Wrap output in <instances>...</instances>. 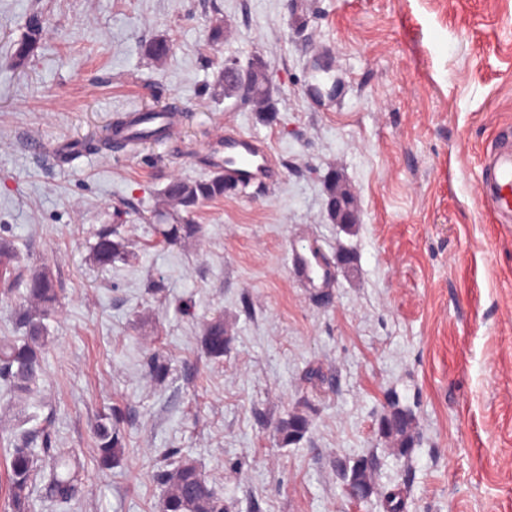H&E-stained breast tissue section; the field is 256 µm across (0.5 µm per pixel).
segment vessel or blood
<instances>
[{
	"label": "vessel or blood",
	"mask_w": 512,
	"mask_h": 512,
	"mask_svg": "<svg viewBox=\"0 0 512 512\" xmlns=\"http://www.w3.org/2000/svg\"><path fill=\"white\" fill-rule=\"evenodd\" d=\"M179 130V123L165 111L149 121L131 116L125 134L160 144L176 139ZM203 158L210 170L224 172L246 186H271L280 176L268 143L237 129L215 134L204 148ZM479 194L499 218L512 221V132L503 133L492 152Z\"/></svg>",
	"instance_id": "1"
}]
</instances>
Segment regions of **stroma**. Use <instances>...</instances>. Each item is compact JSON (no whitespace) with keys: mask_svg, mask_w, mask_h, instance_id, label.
Returning <instances> with one entry per match:
<instances>
[{"mask_svg":"<svg viewBox=\"0 0 512 512\" xmlns=\"http://www.w3.org/2000/svg\"><path fill=\"white\" fill-rule=\"evenodd\" d=\"M34 11L47 31L16 70ZM154 38L171 46L160 64L142 50ZM256 55L272 123L215 85L226 60ZM319 55L340 83L321 105L307 93ZM172 98L189 113L176 140L112 152L118 115ZM509 127L512 0H0V227L62 290L28 411L78 458L76 512H160L168 450L230 512H387L392 498L403 512H512V223L479 196ZM222 129L263 137L279 181L202 204L199 238L161 243L160 191L209 176L194 156ZM330 170L356 200L348 232L325 208ZM104 224L132 263L90 262ZM313 242L354 256L327 304L291 269ZM217 314L231 334L220 361L200 343ZM155 352L161 384L146 375ZM394 401L415 416L405 456L377 430ZM113 405L127 447L104 473L93 424ZM296 409L312 427L285 447L277 426ZM358 454L377 463L365 502L337 468Z\"/></svg>","mask_w":512,"mask_h":512,"instance_id":"obj_1","label":"stroma"}]
</instances>
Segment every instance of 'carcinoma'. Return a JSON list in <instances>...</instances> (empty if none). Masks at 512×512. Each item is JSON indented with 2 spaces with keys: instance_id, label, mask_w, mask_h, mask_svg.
Wrapping results in <instances>:
<instances>
[{
  "instance_id": "1",
  "label": "carcinoma",
  "mask_w": 512,
  "mask_h": 512,
  "mask_svg": "<svg viewBox=\"0 0 512 512\" xmlns=\"http://www.w3.org/2000/svg\"><path fill=\"white\" fill-rule=\"evenodd\" d=\"M45 32V20L37 12L29 15L26 31L14 43L9 64L18 69L26 65L39 47ZM170 44L156 38L144 45L145 55L156 61L167 59ZM216 83L226 98H236L243 88H248L252 104L264 121L276 119V107L268 87L267 63L260 56H253L233 81L224 80V71H219ZM326 202H339L342 209L353 211L355 198L341 178L329 173ZM238 191L236 185L214 172L204 179L185 180L172 177L159 193L154 217L162 221L159 233L169 245L182 240L196 238L201 226L194 223L192 214L203 203L224 198ZM91 259L100 267H108L116 261H126L133 256L128 250V240L117 226H102L91 246ZM18 259L17 249L11 238L0 235V266L4 267ZM14 282L25 286L26 306L18 309L15 325L17 336L0 339V388L15 402H22L32 395L41 378L46 363V324L59 309V288L52 271L47 267L33 272L20 269ZM201 344L205 353L215 359L224 357L229 344L224 317L216 316L203 328ZM169 372L168 363L159 354H153L147 363V375L154 382L165 380ZM125 420L123 412L113 407L98 416L96 424L97 454L104 468L120 463L125 450V436L120 424ZM29 419L19 422L17 431L5 439L4 448L10 459V492L13 512H25L31 508V496L37 485L43 486L44 499L55 512H73L78 487L71 473L70 457L52 448L48 436L39 435L36 429H25ZM311 420L308 415L296 410L282 418L278 434L282 445L299 443L309 432ZM378 433L396 445V451L405 455L414 445V417L412 413L394 401L378 419ZM341 476L347 487L360 492V498L369 499L373 492L376 463L368 456L348 458L340 463ZM155 479L165 487L162 512H228L224 501L208 487L194 461L182 459L173 468H160Z\"/></svg>"
}]
</instances>
